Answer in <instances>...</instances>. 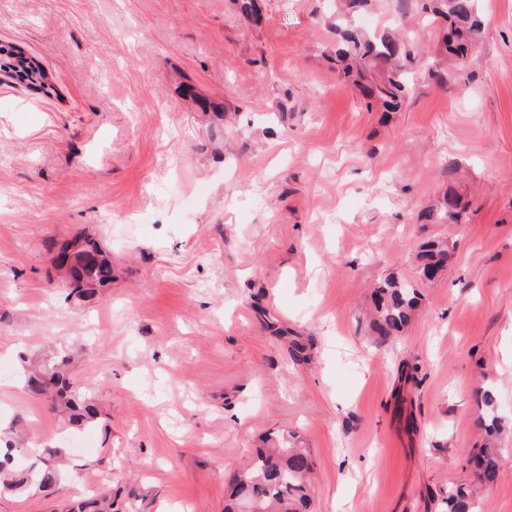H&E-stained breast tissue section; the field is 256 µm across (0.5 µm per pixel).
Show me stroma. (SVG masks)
<instances>
[{
	"instance_id": "35a3bbf8",
	"label": "stroma",
	"mask_w": 512,
	"mask_h": 512,
	"mask_svg": "<svg viewBox=\"0 0 512 512\" xmlns=\"http://www.w3.org/2000/svg\"><path fill=\"white\" fill-rule=\"evenodd\" d=\"M0 0V423L73 448L63 497L140 486L137 512H224L266 438L308 449L313 512H443L472 483L494 392L512 512V0H484L468 86L379 112L324 54L332 0ZM457 166L448 175L446 162ZM458 224L427 221L447 191ZM95 238L112 282L66 299L49 242ZM447 240L434 280L411 251ZM418 292L375 346V287ZM83 349L102 425L79 450L19 353ZM6 56L9 58L6 62V66L10 68L21 81L34 83V78H36L37 75L41 77L40 70L35 68L33 63L30 62L27 57L23 56V54L6 51ZM11 56H15L14 63H11ZM478 406L483 411L482 420L488 430L489 436L499 434L501 431L500 418L494 413L495 398L491 389L479 391L477 397Z\"/></svg>"
}]
</instances>
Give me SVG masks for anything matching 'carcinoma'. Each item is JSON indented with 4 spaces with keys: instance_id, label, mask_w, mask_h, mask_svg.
I'll return each instance as SVG.
<instances>
[{
    "instance_id": "carcinoma-1",
    "label": "carcinoma",
    "mask_w": 512,
    "mask_h": 512,
    "mask_svg": "<svg viewBox=\"0 0 512 512\" xmlns=\"http://www.w3.org/2000/svg\"><path fill=\"white\" fill-rule=\"evenodd\" d=\"M394 5L390 26L377 32L365 30L355 17L372 9L376 0H337L336 50L331 57L343 78L359 87L368 99L367 106L377 105L384 112H397L425 80L445 84L448 69L443 61L462 69L468 56L485 38L483 0H389ZM439 24L436 53L440 58L419 60L421 46L416 28ZM14 62H6L22 81L34 82L39 69L21 53L6 52ZM464 208L453 194L444 195L430 209L437 223L459 224ZM449 254L447 244L434 241L420 250L416 259L419 272L427 280L442 269ZM58 257L65 266L67 297L89 303L98 288L112 282V263L91 242L63 244ZM374 330L378 343L399 335L411 322L417 292L394 278L383 281L376 290ZM72 354L53 350L39 360L20 357L24 388L28 395L44 400L61 422L71 429H84L99 422L95 399L72 378L69 370ZM478 406L489 435L501 431L500 418L494 413L495 398L491 389L479 391ZM26 424L14 420L8 431L0 432V494L39 495L56 498L66 482L64 465L69 449L63 445L34 451L25 447ZM477 481L494 484L500 474L499 449L487 443L471 452ZM313 461L305 448H290L288 440H267V447L257 448L243 468L228 480L230 494L224 512H237L239 502L249 503L254 512H309L314 495L311 481ZM445 512H477L472 491L457 487L443 498ZM56 512H118L112 490L103 489L62 502Z\"/></svg>"
}]
</instances>
